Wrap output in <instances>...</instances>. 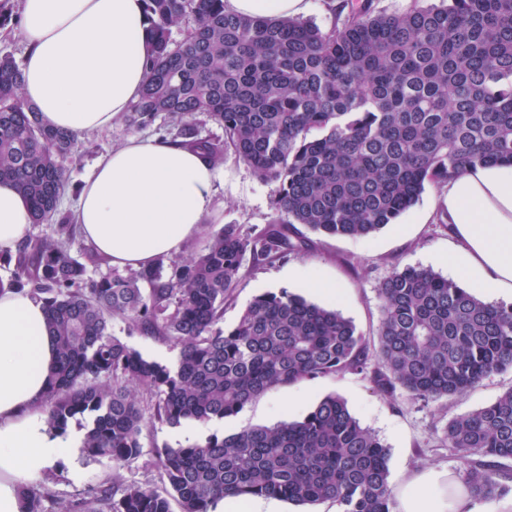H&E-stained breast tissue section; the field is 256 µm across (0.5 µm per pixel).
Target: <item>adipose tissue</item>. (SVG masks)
Here are the masks:
<instances>
[{
	"label": "adipose tissue",
	"mask_w": 512,
	"mask_h": 512,
	"mask_svg": "<svg viewBox=\"0 0 512 512\" xmlns=\"http://www.w3.org/2000/svg\"><path fill=\"white\" fill-rule=\"evenodd\" d=\"M309 0H224L236 14L291 17ZM143 0H25L22 96L49 127L103 132L121 120L146 80ZM224 168L161 139L127 138L85 179L73 213L110 263L140 270L182 252L214 214ZM442 209L457 249L450 264L468 287L512 298V167L470 169L445 185ZM31 207L0 182V253L14 252ZM55 347L42 302L0 289V512H26L24 487L83 437L54 434L44 406ZM397 512H476L456 478L428 469L403 485Z\"/></svg>",
	"instance_id": "1"
}]
</instances>
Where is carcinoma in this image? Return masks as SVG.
<instances>
[{
	"label": "carcinoma",
	"mask_w": 512,
	"mask_h": 512,
	"mask_svg": "<svg viewBox=\"0 0 512 512\" xmlns=\"http://www.w3.org/2000/svg\"><path fill=\"white\" fill-rule=\"evenodd\" d=\"M333 13L323 29L230 14L224 0H145L147 80L125 124L141 129L162 117L180 127L181 145L215 163L232 151L271 186L275 217L254 238L226 224L187 259L160 257L97 279L88 265L102 259L72 255L76 226L58 212L78 135L41 123L21 95L22 68L0 55V181L29 199L33 223L59 220L54 233L23 240L17 255L0 253V263L13 266L10 285L43 302L57 345L47 424L64 431L87 418L89 458L130 465L143 455L149 423L224 420L271 389L322 376L364 374L382 392L435 402L512 369V304L487 303L421 266L396 268L380 284L375 350L339 311L286 289L256 296L233 327L221 326L245 258L257 265L312 246L296 225L369 237L429 184L512 166V0H413L400 13L341 0ZM182 24L174 43L172 28ZM200 114L224 139L196 134ZM116 318L175 342L176 363L148 360L114 336ZM443 438L467 465L473 497L512 492V388L450 420ZM152 454L162 489L105 481L65 512H173L174 503L211 512L252 495L393 512L388 449L336 395L298 421L155 444ZM24 496L27 512H44L54 491L39 484Z\"/></svg>",
	"instance_id": "1"
}]
</instances>
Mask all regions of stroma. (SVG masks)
<instances>
[{"label":"stroma","mask_w":512,"mask_h":512,"mask_svg":"<svg viewBox=\"0 0 512 512\" xmlns=\"http://www.w3.org/2000/svg\"><path fill=\"white\" fill-rule=\"evenodd\" d=\"M174 138L176 130L164 120L132 131L125 123L101 133H84L82 149L68 158L70 183L61 197L59 210L73 211L82 181L90 174L96 161L112 147L128 137ZM440 187H426L419 202L407 211L398 223L367 238L314 236L310 250L294 252L287 257L258 265L245 262L232 300L224 305L223 327L234 326L247 304L256 296L288 287V272L296 270L309 278H326L336 283L334 306L352 320L358 331L369 340H376L382 319L378 288L395 266L432 268L444 277H451L445 258L455 242L448 233V220L437 200ZM217 198L224 208L219 219L202 225L200 232L184 248L185 254L200 252L211 232L227 224L238 225L244 235L255 236L274 217L271 188L253 170L236 159L233 153L224 156V183ZM112 330L143 356L165 364H173L180 348L137 332H129L126 321L113 320ZM512 388V370L490 375L465 393L436 402H424L404 391L386 395L378 391L369 378L352 373L323 376L298 384L277 388L253 401L237 416L206 425L194 424L192 435L183 428L156 426L146 428L144 448L153 445H185L201 442L213 433H231L246 426L271 425L281 420L303 418L325 395L344 398L360 423L374 432L390 452L389 485L398 490L413 477L428 469L451 472L463 479L465 466L457 453L443 440V429L454 417L479 409ZM78 466L58 461L47 473L57 495L56 503L47 504V512H59L61 505L105 479L161 487V472L147 453L138 462L118 466L90 459L79 454Z\"/></svg>","instance_id":"obj_1"}]
</instances>
